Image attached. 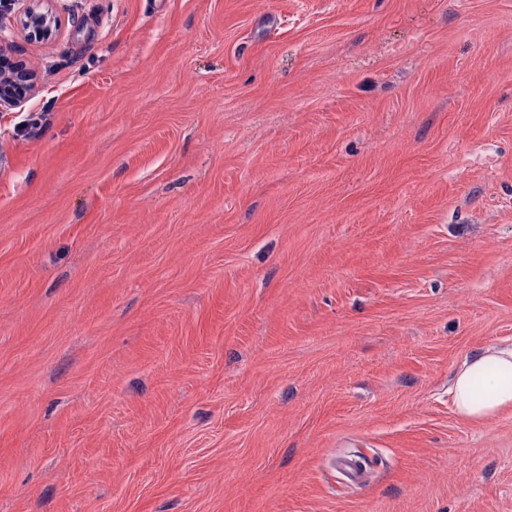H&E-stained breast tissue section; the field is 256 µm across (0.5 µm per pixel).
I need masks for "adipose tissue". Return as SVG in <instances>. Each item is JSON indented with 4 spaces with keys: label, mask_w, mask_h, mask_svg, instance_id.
Returning <instances> with one entry per match:
<instances>
[{
    "label": "adipose tissue",
    "mask_w": 512,
    "mask_h": 512,
    "mask_svg": "<svg viewBox=\"0 0 512 512\" xmlns=\"http://www.w3.org/2000/svg\"><path fill=\"white\" fill-rule=\"evenodd\" d=\"M449 393L455 413L479 422L512 410V348L486 347L456 370Z\"/></svg>",
    "instance_id": "ef3b65f1"
}]
</instances>
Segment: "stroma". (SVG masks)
<instances>
[{"mask_svg":"<svg viewBox=\"0 0 512 512\" xmlns=\"http://www.w3.org/2000/svg\"><path fill=\"white\" fill-rule=\"evenodd\" d=\"M50 5L4 16L0 512H512V412L448 397L512 345V0ZM49 0H10L11 6H18L19 22L23 31L31 38L51 40L59 32L60 24L56 17L44 8ZM0 26V112L17 106L34 88V74L26 67L4 66L10 58L11 40Z\"/></svg>","mask_w":512,"mask_h":512,"instance_id":"1","label":"stroma"}]
</instances>
